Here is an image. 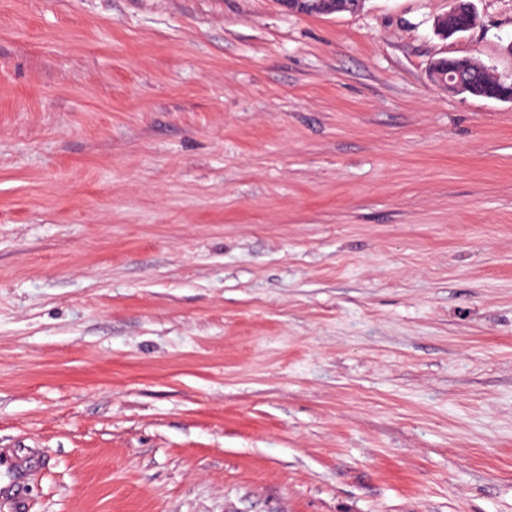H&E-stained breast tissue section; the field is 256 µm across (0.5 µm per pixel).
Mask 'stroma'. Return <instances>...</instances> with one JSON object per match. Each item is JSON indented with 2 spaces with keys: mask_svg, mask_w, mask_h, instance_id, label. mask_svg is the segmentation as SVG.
I'll use <instances>...</instances> for the list:
<instances>
[{
  "mask_svg": "<svg viewBox=\"0 0 512 512\" xmlns=\"http://www.w3.org/2000/svg\"><path fill=\"white\" fill-rule=\"evenodd\" d=\"M0 0V459L27 512H512V0ZM310 3L309 0H280L279 3L287 10L306 14L308 12H320L322 14H333L336 11V0H317ZM289 7V8H288ZM468 4L469 0H457L455 3V7L457 10V16H456V24H460V27L458 25H455L453 23V18L455 16V10L452 8V10L448 13L447 16H445L448 19V26H451L455 31L458 32H466L470 30L476 21V14L475 10L471 8L469 15L467 17L468 13ZM466 23L461 25L463 21L466 19ZM429 76L435 85L450 92L470 93L481 97L483 93L478 89L485 91L502 83L500 76L489 67L472 65L468 61H461L450 68L444 66L430 68Z\"/></svg>",
  "mask_w": 512,
  "mask_h": 512,
  "instance_id": "obj_1",
  "label": "stroma"
}]
</instances>
